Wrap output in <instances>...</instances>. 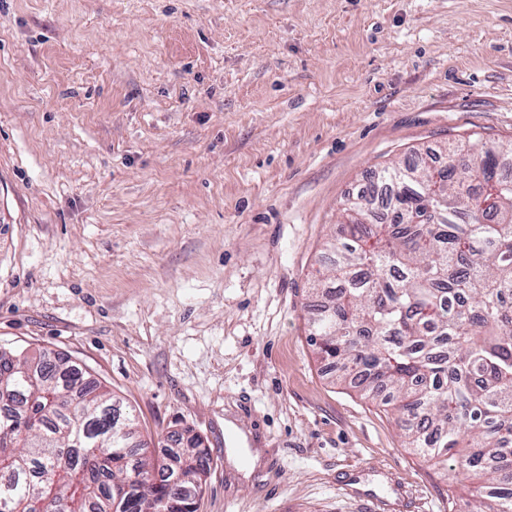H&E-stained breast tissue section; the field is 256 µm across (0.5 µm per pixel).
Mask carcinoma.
Masks as SVG:
<instances>
[{
	"instance_id": "1",
	"label": "carcinoma",
	"mask_w": 512,
	"mask_h": 512,
	"mask_svg": "<svg viewBox=\"0 0 512 512\" xmlns=\"http://www.w3.org/2000/svg\"><path fill=\"white\" fill-rule=\"evenodd\" d=\"M309 322L317 356L425 460L512 512V142L412 150L338 207ZM156 455L130 406L68 356L0 347V512H197L212 458Z\"/></svg>"
}]
</instances>
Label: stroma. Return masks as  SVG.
Instances as JSON below:
<instances>
[{
	"mask_svg": "<svg viewBox=\"0 0 512 512\" xmlns=\"http://www.w3.org/2000/svg\"><path fill=\"white\" fill-rule=\"evenodd\" d=\"M512 140V0H0V345L69 354L198 512H450L308 343L342 200L412 148Z\"/></svg>",
	"mask_w": 512,
	"mask_h": 512,
	"instance_id": "obj_1",
	"label": "stroma"
}]
</instances>
